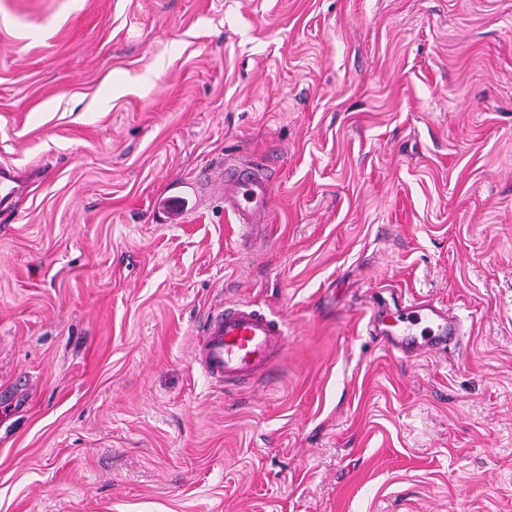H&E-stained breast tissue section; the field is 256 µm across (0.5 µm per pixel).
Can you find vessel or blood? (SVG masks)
<instances>
[{
	"label": "vessel or blood",
	"instance_id": "b4317fda",
	"mask_svg": "<svg viewBox=\"0 0 512 512\" xmlns=\"http://www.w3.org/2000/svg\"><path fill=\"white\" fill-rule=\"evenodd\" d=\"M273 178L258 166L228 167L224 170V209L238 224L252 229L264 224L271 214ZM399 334L389 339L390 347L411 354L412 330L426 336L431 347L458 341L464 331L460 320L448 309L430 302L407 305L393 318ZM288 347V325L273 319L246 301L226 303L204 318L196 347V361L203 373L225 390L266 378L275 361Z\"/></svg>",
	"mask_w": 512,
	"mask_h": 512
}]
</instances>
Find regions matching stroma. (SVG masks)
<instances>
[{"instance_id": "35a3bbf8", "label": "stroma", "mask_w": 512, "mask_h": 512, "mask_svg": "<svg viewBox=\"0 0 512 512\" xmlns=\"http://www.w3.org/2000/svg\"><path fill=\"white\" fill-rule=\"evenodd\" d=\"M1 168L0 512H512V0H0ZM232 301L290 333L237 393ZM224 210L252 230L271 214L273 178L258 166L224 168ZM288 347V324L273 319L247 301L229 302L204 318L196 361L224 391L266 378ZM393 324H386L384 318L380 315L375 316L372 321L373 332L376 336H386L390 334L388 327L400 326L399 334L392 335L388 340L390 347L402 352L404 355L413 353L417 348L411 345L406 336L413 335V328H420L421 336H429L426 341L432 348L439 345H448L452 342L457 343L460 336H464V331L460 320L456 315L450 313L448 309L439 307L430 302H414L407 305L401 313L393 316ZM425 325L422 327V325ZM384 325L385 328L380 326Z\"/></svg>"}]
</instances>
